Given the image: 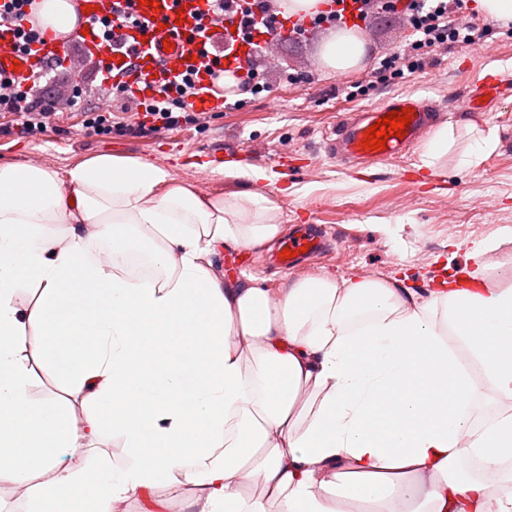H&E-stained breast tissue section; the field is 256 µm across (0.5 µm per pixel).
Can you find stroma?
Returning a JSON list of instances; mask_svg holds the SVG:
<instances>
[{
    "instance_id": "stroma-1",
    "label": "stroma",
    "mask_w": 512,
    "mask_h": 512,
    "mask_svg": "<svg viewBox=\"0 0 512 512\" xmlns=\"http://www.w3.org/2000/svg\"><path fill=\"white\" fill-rule=\"evenodd\" d=\"M475 21L481 34L472 44L438 49L423 71L358 96L353 87L368 83L379 57L410 41L406 21L399 16L366 21L360 28L364 67L340 78L320 68L322 42L304 33L282 41L276 57L260 62L267 91L241 94V107L202 113L197 122L143 137L122 131L130 115L113 110L112 91L97 73V60L76 43L71 54L81 58L80 71L56 70L52 79L76 94L77 104L58 102L36 140L19 133L15 116L0 115V164L35 165L63 176L87 159L111 154L149 161L202 198L264 193L274 202L266 221L288 230L319 224L334 240L332 250L295 270L283 268L273 250L263 262L251 260L246 247L212 256V270L222 281L236 288L259 284L277 303L297 281L312 276L410 286L416 301L424 289L464 271H477L494 286L512 282V28L480 15ZM489 44L494 53L486 52ZM287 69L312 73L314 81L288 84L281 76ZM488 73L499 75L506 95L486 114L458 111L457 98L472 93ZM410 93L434 99L443 112L442 123L452 134L447 155L432 168L421 167L418 145L398 159L366 165L357 177L340 170L326 148L336 122ZM107 109L113 112L112 133L84 135V113ZM488 128L497 133L494 148L479 165L462 164L476 131ZM246 164L265 171L268 181L257 184L238 174ZM480 239L498 245L471 259L469 247ZM29 393L38 403L63 404L75 422L84 419L80 396L68 393L56 371L43 363L32 369ZM125 455L122 441L106 429L98 447L65 453L63 464L81 471L101 457L117 466Z\"/></svg>"
}]
</instances>
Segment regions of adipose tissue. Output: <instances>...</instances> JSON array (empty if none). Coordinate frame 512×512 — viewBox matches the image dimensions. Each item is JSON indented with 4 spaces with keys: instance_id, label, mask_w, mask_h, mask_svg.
I'll return each instance as SVG.
<instances>
[{
    "instance_id": "obj_1",
    "label": "adipose tissue",
    "mask_w": 512,
    "mask_h": 512,
    "mask_svg": "<svg viewBox=\"0 0 512 512\" xmlns=\"http://www.w3.org/2000/svg\"><path fill=\"white\" fill-rule=\"evenodd\" d=\"M364 61L353 34L320 52L329 72ZM272 205L259 192L202 200L136 158L96 156L63 177L0 166V479L28 483L35 512H112L159 486L191 487L189 512H339L344 498L370 512H512V494H487L512 478L500 469L512 413L477 425L449 411V394L473 397L478 382L445 342L512 399V285L411 306L379 280L309 277L276 306L259 286L228 290L210 255L277 239ZM130 255L155 275L130 278ZM24 286L39 294L26 309ZM35 360L82 395L83 426L33 403ZM305 389L320 403L299 406ZM106 424L126 465L63 468L62 451Z\"/></svg>"
}]
</instances>
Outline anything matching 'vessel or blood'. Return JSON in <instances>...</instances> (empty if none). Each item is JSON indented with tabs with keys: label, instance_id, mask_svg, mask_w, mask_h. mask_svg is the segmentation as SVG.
Segmentation results:
<instances>
[{
	"label": "vessel or blood",
	"instance_id": "obj_1",
	"mask_svg": "<svg viewBox=\"0 0 512 512\" xmlns=\"http://www.w3.org/2000/svg\"><path fill=\"white\" fill-rule=\"evenodd\" d=\"M79 9L76 29L87 54L117 66L127 50H135L137 67L130 72L119 71L117 79L127 82L135 98L148 95L150 88L175 80L186 70L196 73L197 94L192 98L196 112H220L224 109L222 95L225 75L241 77L252 61V50L235 34L240 14H214L209 0H158V8L130 0L129 12L140 21L133 27L114 12V0H73ZM92 6V13H83V6ZM267 15L276 16V31L255 34L254 41L267 51H275L280 32L307 26L310 18L305 14H285L280 0H265ZM111 23L114 40L102 36V23ZM18 30L8 22L0 23V84L13 80L23 81L53 60L64 57L67 46L61 39L39 35L31 51L16 47ZM19 70H12V63ZM410 110L412 121L404 137H389L385 150H367L361 143L367 128L383 115L393 111ZM441 113L433 100L413 95L389 99L382 106L362 110L352 118H341L337 124L338 139L331 148L338 165L350 161L391 159L405 154L412 146L424 140L440 123ZM286 247L292 250L285 259L287 268H297L306 258L326 251V235L312 225L303 224L288 237Z\"/></svg>",
	"mask_w": 512,
	"mask_h": 512
}]
</instances>
